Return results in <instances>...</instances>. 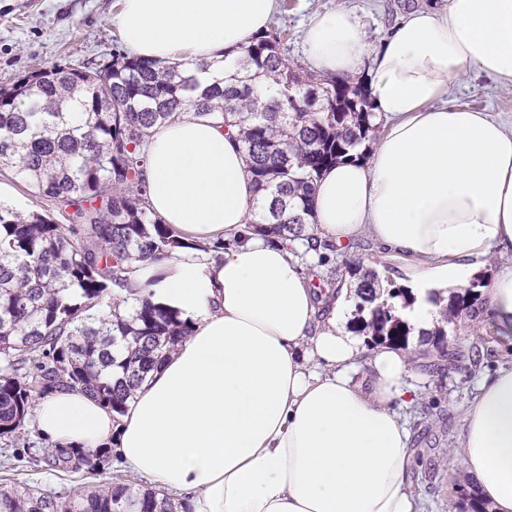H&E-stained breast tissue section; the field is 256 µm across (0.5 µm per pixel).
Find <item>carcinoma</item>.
Here are the masks:
<instances>
[{
  "instance_id": "obj_1",
  "label": "carcinoma",
  "mask_w": 512,
  "mask_h": 512,
  "mask_svg": "<svg viewBox=\"0 0 512 512\" xmlns=\"http://www.w3.org/2000/svg\"><path fill=\"white\" fill-rule=\"evenodd\" d=\"M262 33L203 85L177 65L112 49L96 68L34 70L0 88V171L29 185L51 211L0 204V437L24 429L38 400L79 389L120 416L148 374L191 333L180 312L129 289L133 264L191 246L151 209L142 147L151 130L192 112L239 128L256 198L248 224L284 242L306 232L315 189L331 165L365 156L376 130L370 98L346 79L321 78ZM271 80L258 104L256 80ZM473 282L444 313L470 308ZM357 310L379 343L400 346L409 324L377 303V278L359 279ZM0 512H188L161 490L112 482L47 493L0 489Z\"/></svg>"
}]
</instances>
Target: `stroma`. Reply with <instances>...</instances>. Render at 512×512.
Segmentation results:
<instances>
[{"instance_id":"1","label":"stroma","mask_w":512,"mask_h":512,"mask_svg":"<svg viewBox=\"0 0 512 512\" xmlns=\"http://www.w3.org/2000/svg\"><path fill=\"white\" fill-rule=\"evenodd\" d=\"M422 0H280L270 32L280 34L291 59L306 64L302 27L316 11L346 8L360 18L366 38L380 46L392 26ZM120 0H0V88L11 86L20 76L55 65L94 67L107 61L113 45L119 44L117 17ZM448 103L488 112L512 127V89L491 78L468 71L454 77ZM359 260L364 269L378 273L382 281L398 284L406 255L388 250L370 236L360 237L348 253L322 256L324 282L335 286L347 278L346 266ZM512 265V258L493 257L480 270L483 282L472 307L449 321V349L461 352L460 362L440 358L425 337L413 334L405 346L414 368L411 383L416 407H428L426 418L406 411L412 448V479L424 512H464L466 492L473 482L450 463L448 450L460 436V413L478 382L501 365L512 364V335L501 333L489 315L488 287L499 271ZM49 446L39 435L34 420H27L22 435L0 438V488L37 485L63 493L76 487L103 484L129 473L117 462L113 446L96 469L81 466L74 472L60 471L48 461Z\"/></svg>"}]
</instances>
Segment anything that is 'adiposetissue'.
Returning a JSON list of instances; mask_svg holds the SVG:
<instances>
[{
	"label": "adipose tissue",
	"mask_w": 512,
	"mask_h": 512,
	"mask_svg": "<svg viewBox=\"0 0 512 512\" xmlns=\"http://www.w3.org/2000/svg\"><path fill=\"white\" fill-rule=\"evenodd\" d=\"M277 0H120L133 54L191 68L229 63L267 30ZM307 60L326 77L371 60L372 110L387 121L369 159L328 168L314 195L318 240L343 248L371 235L410 257L427 326L429 291L465 284L512 254V131L488 113L448 106L471 69L512 85V0H442L400 20L371 47L356 17L310 16ZM149 203L186 249L138 263L134 287L180 311L192 333L125 414L79 390L43 397L37 423L55 445L85 452L116 439L124 467L192 512H422L409 433L395 403L411 397L409 357H362L340 324L348 290L320 293L300 242L247 230L255 198L244 154L217 121L186 115L145 148ZM224 238V251L210 250ZM460 462L492 512H512V367L479 385L460 415Z\"/></svg>",
	"instance_id": "adipose-tissue-1"
}]
</instances>
